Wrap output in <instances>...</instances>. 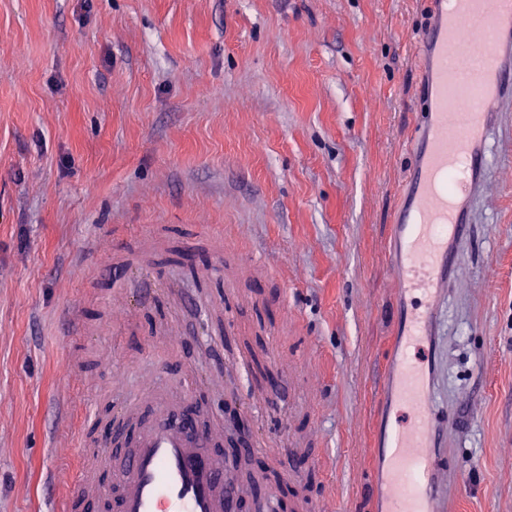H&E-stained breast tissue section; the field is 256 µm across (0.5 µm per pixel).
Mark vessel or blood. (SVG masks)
Masks as SVG:
<instances>
[{"label": "vessel or blood", "instance_id": "1", "mask_svg": "<svg viewBox=\"0 0 512 512\" xmlns=\"http://www.w3.org/2000/svg\"><path fill=\"white\" fill-rule=\"evenodd\" d=\"M431 5L433 23L420 41L424 97L393 218L399 252L390 271L401 305L395 328L409 356L385 371L380 386L411 420L391 419L371 450L386 463L384 512H436L435 483L448 470L437 433L445 412L427 376L437 356L421 338L446 301L448 271L460 265L492 175L493 131L502 114L512 112V0ZM466 28L483 38L482 56H473L462 41ZM452 102L457 111H449ZM131 439L135 448L121 468V493L113 494L107 483L98 490L114 512H234L232 469L206 451L205 434L160 416ZM87 480V473H78L55 512H75Z\"/></svg>", "mask_w": 512, "mask_h": 512}]
</instances>
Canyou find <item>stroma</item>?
I'll return each mask as SVG.
<instances>
[{
    "label": "stroma",
    "instance_id": "obj_1",
    "mask_svg": "<svg viewBox=\"0 0 512 512\" xmlns=\"http://www.w3.org/2000/svg\"><path fill=\"white\" fill-rule=\"evenodd\" d=\"M428 21L427 0H0V512H52L82 437L159 398L249 420L237 512H379ZM430 342L442 512H512V165Z\"/></svg>",
    "mask_w": 512,
    "mask_h": 512
}]
</instances>
